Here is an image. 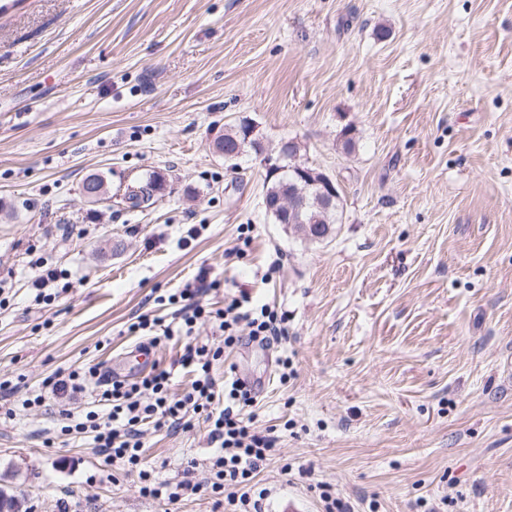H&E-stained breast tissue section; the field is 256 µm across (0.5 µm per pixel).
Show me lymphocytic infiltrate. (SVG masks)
I'll list each match as a JSON object with an SVG mask.
<instances>
[{
  "label": "lymphocytic infiltrate",
  "instance_id": "f902f5d3",
  "mask_svg": "<svg viewBox=\"0 0 512 512\" xmlns=\"http://www.w3.org/2000/svg\"><path fill=\"white\" fill-rule=\"evenodd\" d=\"M219 285V280L199 274L195 282L169 295V303L176 307L171 322L144 317L131 326L135 332L185 338L181 364L192 381L182 395L171 393L170 374L164 370L136 383L115 378L101 391L102 399L111 404L107 417L91 411L84 421L62 426L61 431L92 433L95 449L107 459L138 467L148 429H191L187 415L195 413L206 423L209 444L216 450L211 459L215 475L211 490L222 497L224 512H264L267 491L260 487L258 477L274 456L278 438L273 429L253 428L248 410L256 403L254 391L234 377L217 380L213 366L239 343L241 328H248L252 340L267 346L285 336V319L274 308L253 303L244 293L228 297L222 310L207 311L199 296L205 288ZM201 320L215 322L221 336L219 345L192 342Z\"/></svg>",
  "mask_w": 512,
  "mask_h": 512
}]
</instances>
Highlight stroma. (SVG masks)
<instances>
[{"label": "stroma", "instance_id": "1", "mask_svg": "<svg viewBox=\"0 0 512 512\" xmlns=\"http://www.w3.org/2000/svg\"><path fill=\"white\" fill-rule=\"evenodd\" d=\"M0 2V491L21 512H213L205 491L143 496L91 434H61L63 414L107 415L95 392L25 404L93 365L163 369L182 394L180 343L132 369L127 328L169 318L165 296L203 269L226 283L208 307L245 289L288 318L213 370L266 384V512H321L322 483L353 512H512V0ZM243 120L339 183L327 238L265 214L254 154L213 152ZM151 171L148 210L81 195L88 174ZM39 257L70 275L48 304L28 283ZM144 442L156 481L208 485L204 423Z\"/></svg>", "mask_w": 512, "mask_h": 512}]
</instances>
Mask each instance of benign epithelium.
I'll return each mask as SVG.
<instances>
[{
    "mask_svg": "<svg viewBox=\"0 0 512 512\" xmlns=\"http://www.w3.org/2000/svg\"><path fill=\"white\" fill-rule=\"evenodd\" d=\"M249 136L262 144L260 158L265 176L272 177L280 173V162L287 151L292 153V160L296 161L297 177L292 192L274 201L264 200V207L269 211L278 213L283 221H288V216L303 206L306 195L312 188L317 189L329 205L333 204L336 198L339 197L340 186L336 180L319 169H313L297 162L299 151L297 141L292 140L286 145L282 143L275 148H271L264 145V140L257 136V129H252Z\"/></svg>",
    "mask_w": 512,
    "mask_h": 512,
    "instance_id": "1",
    "label": "benign epithelium"
}]
</instances>
